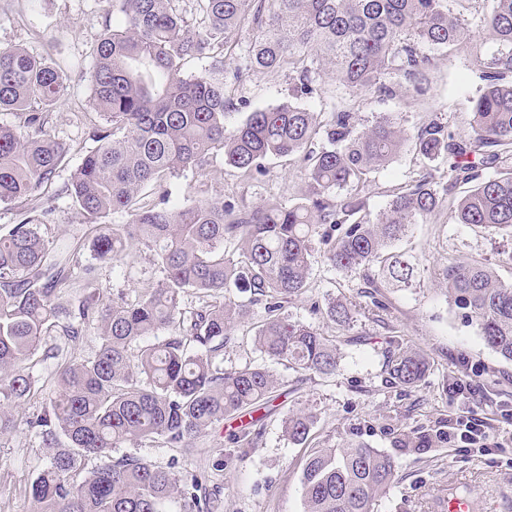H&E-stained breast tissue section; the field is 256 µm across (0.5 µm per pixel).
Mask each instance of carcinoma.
Returning a JSON list of instances; mask_svg holds the SVG:
<instances>
[{"instance_id": "cac0c4a2", "label": "carcinoma", "mask_w": 512, "mask_h": 512, "mask_svg": "<svg viewBox=\"0 0 512 512\" xmlns=\"http://www.w3.org/2000/svg\"><path fill=\"white\" fill-rule=\"evenodd\" d=\"M201 16L194 29L174 0H112L124 26L105 25L93 49L91 101L106 126L97 146L71 175L67 187L90 224L97 259L119 261L135 244L154 250L163 278L145 297L130 302L104 297L93 287L63 295L77 243L48 242L40 233L47 211L32 206L18 224L0 228V437L17 428L13 408L38 391L32 358L46 333L61 328L67 341L98 324V348L79 361L59 346L42 360L56 365L57 391L40 414L26 420L49 464L31 481L30 512H181L201 508L197 476L153 466L134 457L113 459L127 441L161 442L191 449L229 416L250 414L276 397L280 382L268 364L303 376L331 375L339 366L336 341L320 328L283 313V303L306 291L319 235L330 267L362 275L371 303L381 288L416 286V264L395 248L409 229L446 207L456 224L512 234V0H494L485 18L497 44L475 56L486 82L473 106V135L458 141L448 125L431 119L413 135L398 116L385 113L360 125L351 108L314 112L290 101L255 109L238 126L224 125L234 107L224 50L242 29L253 32L240 47L241 71L293 74V94H313L322 73L355 95H388L402 77L424 92L434 58L419 50L463 47L469 20L449 0H190ZM190 58L209 63L184 71ZM59 65L19 46H0V112L22 111L26 129L0 125V203L28 199L52 182L69 147L46 130L47 112L65 94ZM420 159L446 165L444 182L423 176L393 194L370 219L360 187L388 164L407 140ZM216 150L240 177L265 175L264 162L296 155L308 179L298 201L246 207L232 198L169 205L160 187L187 170H201ZM494 174H487L488 170ZM352 185L354 191L340 190ZM468 186L464 194L457 190ZM127 215L123 224L110 216ZM448 297L476 323L484 342L512 361V284L480 263L443 272ZM203 306L188 314L184 294ZM247 299L235 301L234 293ZM221 296L211 303L209 297ZM264 308L253 344L264 364L224 369L216 353L227 336ZM352 304L328 302V319L353 321ZM168 333L157 343L131 346ZM393 383L415 387L429 363L424 353L399 343L388 360ZM313 416L291 410L283 420L289 440L308 441ZM448 442L442 428L403 433L397 448H432ZM88 456L99 465L85 470ZM394 458L363 443L314 448L302 471L304 512H374L394 483Z\"/></svg>"}]
</instances>
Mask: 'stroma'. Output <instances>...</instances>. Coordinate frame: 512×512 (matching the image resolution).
Masks as SVG:
<instances>
[{
    "instance_id": "35a3bbf8",
    "label": "stroma",
    "mask_w": 512,
    "mask_h": 512,
    "mask_svg": "<svg viewBox=\"0 0 512 512\" xmlns=\"http://www.w3.org/2000/svg\"><path fill=\"white\" fill-rule=\"evenodd\" d=\"M490 9L489 0H467L471 48L435 51L424 93H416L409 81L399 78L392 97L355 96L325 75L316 80L313 97L300 98L299 103L326 112L343 102L368 124L392 112L410 133L433 116L447 123L455 139H469L473 104L484 86L473 59L496 49L482 23ZM107 21L115 26L122 21L113 12L111 0H0V44L16 45L35 57L54 61L67 75V91L50 111L48 127L69 145L70 154L51 185L35 196L36 204L49 211L41 233L54 242L90 234L65 187L85 154L94 148L93 133L101 124L90 105L88 72L93 48ZM292 86L285 69L243 73L235 85L237 105L226 114L225 124L236 126L254 109L291 100ZM267 166V176L245 180L225 166L223 154H214L207 175L189 170L169 181L170 203L181 206L223 196L249 207L266 201L295 202L306 187L298 157L274 159ZM434 169V164L420 160L413 146H404L389 164L371 173L363 187L370 211L385 208L398 185ZM312 247L315 258L308 288L286 303L285 310L292 319L323 327L335 337L343 352L336 374L305 377L286 366H274L281 394L262 420L225 418L199 438L189 453L133 441L114 449L113 457L134 456L176 472L201 475L209 500L206 512H304L302 467L310 450L361 442L393 454L397 461L394 485L378 503L377 512H443L452 490L470 499L471 512H512V451L491 461L460 452L451 443L418 452L396 448L393 443L400 432L438 428L466 408L482 414L487 400L512 411V362L485 344L476 324L463 319L444 294L440 277L450 262H478L512 284V235L454 224L447 211L437 212L397 244L419 259V286L385 291L386 310L374 312L367 309L361 295L362 278L331 270L323 262L320 241H313ZM79 261L94 266L96 286L104 295L120 293L130 301L138 300L162 277L152 251L142 245L114 263L95 261L87 247ZM342 296L356 302L354 318L346 328L329 322L325 314L329 298ZM262 316V311H254L233 330L220 355L224 368L261 363L252 333ZM401 341L423 352L430 362L425 377L413 388L389 381L387 356ZM475 371L484 378V399L450 395L447 375L461 377ZM297 408L314 416L310 438L304 444L289 441L282 428L283 417ZM244 430L253 432L252 445L232 444L231 434ZM46 463L45 449L26 426L0 438V512H27L29 484Z\"/></svg>"
}]
</instances>
